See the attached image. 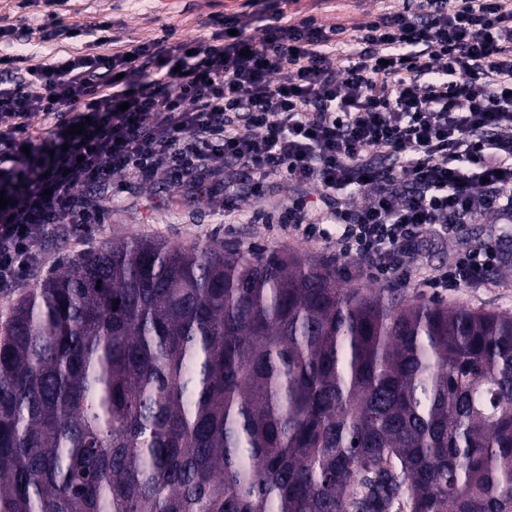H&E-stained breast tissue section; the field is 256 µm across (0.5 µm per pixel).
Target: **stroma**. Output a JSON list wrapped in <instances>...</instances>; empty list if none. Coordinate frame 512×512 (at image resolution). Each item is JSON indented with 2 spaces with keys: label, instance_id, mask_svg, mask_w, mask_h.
Segmentation results:
<instances>
[{
  "label": "stroma",
  "instance_id": "obj_1",
  "mask_svg": "<svg viewBox=\"0 0 512 512\" xmlns=\"http://www.w3.org/2000/svg\"><path fill=\"white\" fill-rule=\"evenodd\" d=\"M401 5L402 0H291L289 8L314 15L327 26L339 24L351 28L363 21L366 14L384 13ZM251 10L249 0H65L54 9L45 0H0V18L32 30L23 39L0 45V51L15 56L17 67L22 69L56 56L80 52L96 39L92 24L98 20L110 21L109 36L119 46L169 32L175 39L189 42L206 34L205 24L210 17ZM46 22L80 28L84 34L77 39L46 42L36 32ZM236 182L239 191L231 199L233 213L222 222L209 208L187 204L177 179L144 180L132 185L124 177H115L108 194L99 200L104 211L99 230L83 238L66 233L37 238L36 249L44 263L15 286L0 288V325L8 320L13 305L21 297L43 278L61 269L64 258L130 236L182 245L218 241L245 253L292 252L332 262L341 273L342 286L373 287L370 278L355 276V260L337 254L335 243L288 235L280 225L261 221V214H278L305 196L316 198L315 187L289 184L273 173L266 178L262 195L257 196L252 194L244 176H237ZM465 235L474 243L490 238L497 240L504 263L491 274L486 287L447 292L441 297L442 303L512 314V229L505 226L500 215L493 213L466 225Z\"/></svg>",
  "mask_w": 512,
  "mask_h": 512
}]
</instances>
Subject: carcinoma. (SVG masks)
Here are the masks:
<instances>
[{
    "label": "carcinoma",
    "instance_id": "cac0c4a2",
    "mask_svg": "<svg viewBox=\"0 0 512 512\" xmlns=\"http://www.w3.org/2000/svg\"><path fill=\"white\" fill-rule=\"evenodd\" d=\"M0 512H512V315L114 240L0 336Z\"/></svg>",
    "mask_w": 512,
    "mask_h": 512
}]
</instances>
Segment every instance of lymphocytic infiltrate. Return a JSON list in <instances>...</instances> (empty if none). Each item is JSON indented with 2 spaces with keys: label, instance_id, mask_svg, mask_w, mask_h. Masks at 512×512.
I'll use <instances>...</instances> for the list:
<instances>
[{
  "label": "lymphocytic infiltrate",
  "instance_id": "lymphocytic-infiltrate-1",
  "mask_svg": "<svg viewBox=\"0 0 512 512\" xmlns=\"http://www.w3.org/2000/svg\"><path fill=\"white\" fill-rule=\"evenodd\" d=\"M261 16L257 38L239 14L194 41L22 73L0 55V288L39 262L36 235L98 223L115 176H174L221 211L227 172L258 189L275 169L336 202L322 220L284 211L281 225L336 240L373 280L409 279L427 244L451 241L418 286L488 285L500 250L463 231L491 212L512 219V0H416L350 30L288 15L282 0Z\"/></svg>",
  "mask_w": 512,
  "mask_h": 512
}]
</instances>
